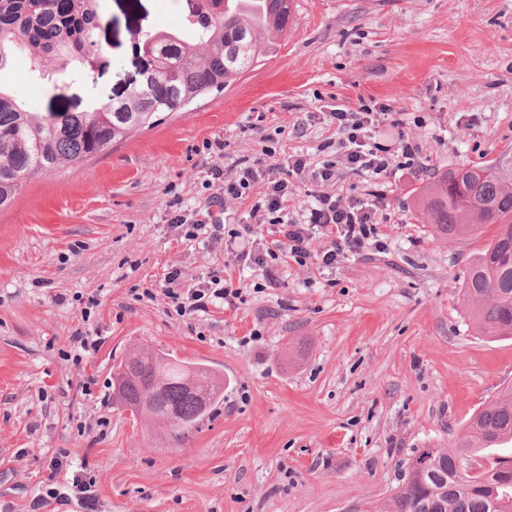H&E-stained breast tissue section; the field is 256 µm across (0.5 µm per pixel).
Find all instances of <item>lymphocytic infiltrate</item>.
<instances>
[{
  "label": "lymphocytic infiltrate",
  "instance_id": "lymphocytic-infiltrate-1",
  "mask_svg": "<svg viewBox=\"0 0 512 512\" xmlns=\"http://www.w3.org/2000/svg\"><path fill=\"white\" fill-rule=\"evenodd\" d=\"M332 118L345 136L342 154L344 167L353 174L369 172L379 175L387 172L391 159L380 146H367L375 126L373 108L361 106L359 111L335 109ZM336 167L325 163L313 170L303 156H292L287 161L285 173L264 164L262 159L239 162L234 174H225L223 168L211 171L214 193L192 217L174 216L171 227L177 238L197 241L208 246L225 245L235 262L259 267L268 284H276L278 273L289 262L316 261L325 268L335 267L341 258L371 248L384 252L385 242L377 230L379 206L351 197L343 198L326 192L327 184L336 179ZM308 180L320 185L314 202L301 212L291 213L295 181ZM264 183L265 191L251 207V217L259 223L270 225L269 236H256L254 226L241 224L230 227V201L248 194L256 183ZM182 272L172 267L164 275L162 294L177 312L192 314L203 312L212 299L234 304L241 298L240 289L222 286L219 273H210L197 287L181 292L179 282Z\"/></svg>",
  "mask_w": 512,
  "mask_h": 512
}]
</instances>
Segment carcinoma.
<instances>
[{
    "instance_id": "obj_1",
    "label": "carcinoma",
    "mask_w": 512,
    "mask_h": 512,
    "mask_svg": "<svg viewBox=\"0 0 512 512\" xmlns=\"http://www.w3.org/2000/svg\"><path fill=\"white\" fill-rule=\"evenodd\" d=\"M178 33L143 42L151 57L142 79L108 107L89 112H30L0 87V209L21 182L92 158L166 112L221 91L274 50L291 23L293 0H187ZM104 21L99 0H0V71L19 56L34 77L60 96L88 67L86 49ZM426 223L450 239L492 224L495 235L469 263L462 291L468 313L487 337H512V152L432 182L420 198ZM190 366L137 350L113 371L112 401L151 420L194 427L224 383L205 369L186 385ZM512 442V387L483 405L463 436L446 448H424L408 466L386 512H512V455L488 469L468 462Z\"/></svg>"
}]
</instances>
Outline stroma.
<instances>
[{
    "instance_id": "1",
    "label": "stroma",
    "mask_w": 512,
    "mask_h": 512,
    "mask_svg": "<svg viewBox=\"0 0 512 512\" xmlns=\"http://www.w3.org/2000/svg\"><path fill=\"white\" fill-rule=\"evenodd\" d=\"M101 6L104 54L66 99L22 57L0 86L44 114L118 97L185 2ZM364 104L378 143L419 146L413 167L336 180L344 197L381 194L385 253L294 263L276 288L248 269L235 305L168 306L166 268L192 288L228 258L170 228L211 195L210 169L266 149L340 161L328 114ZM508 150L512 0H294L276 52L224 90L26 179L0 210V512H384L420 450L512 385V338L481 336L463 302L492 229L441 238L416 207L433 178ZM134 347L223 376V396L185 431L131 416L112 369Z\"/></svg>"
}]
</instances>
